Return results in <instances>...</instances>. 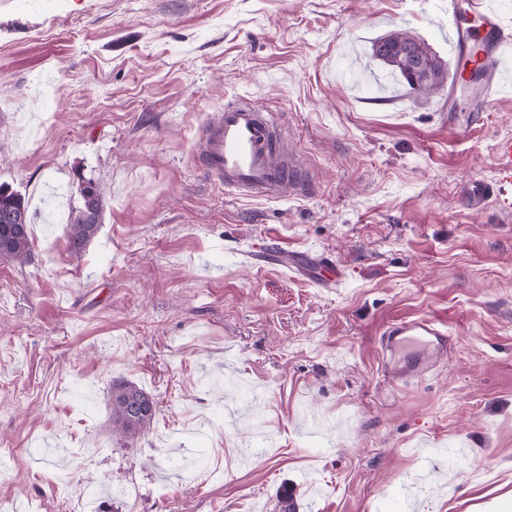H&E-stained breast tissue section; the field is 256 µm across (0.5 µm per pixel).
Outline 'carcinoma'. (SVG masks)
Returning <instances> with one entry per match:
<instances>
[{"label":"carcinoma","instance_id":"cac0c4a2","mask_svg":"<svg viewBox=\"0 0 512 512\" xmlns=\"http://www.w3.org/2000/svg\"><path fill=\"white\" fill-rule=\"evenodd\" d=\"M372 57L391 73L398 74L409 92L431 95L448 80L447 65L421 40L406 31L388 33L372 43ZM81 206L72 212L67 224V246L72 256H80L97 237L102 226L103 199L92 179L81 182ZM28 210L24 197L0 186V258L19 264L31 259ZM157 412L155 399L130 382L112 384L110 415L112 432L134 440L150 428Z\"/></svg>","mask_w":512,"mask_h":512}]
</instances>
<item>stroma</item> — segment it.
<instances>
[{"label": "stroma", "instance_id": "obj_1", "mask_svg": "<svg viewBox=\"0 0 512 512\" xmlns=\"http://www.w3.org/2000/svg\"><path fill=\"white\" fill-rule=\"evenodd\" d=\"M394 30L448 66V0H0V185L32 262L0 259V499L17 512H512V207L471 208L512 98L410 96L373 62ZM279 112L304 197L242 199L197 170L208 113ZM104 191L81 259V178ZM332 256L324 285L261 261ZM453 338L389 383L378 334ZM157 402L112 433L113 383ZM133 497H126L125 487ZM93 192L95 205L90 207L85 196ZM80 196L81 206L72 212L66 226L67 246L72 256H80L88 243L97 237L102 226L103 199L99 185L92 179H82ZM409 339L421 340L425 353L401 358L399 354ZM450 344L446 326L431 317L392 319L379 336L381 372L390 383L408 385L446 357Z\"/></svg>", "mask_w": 512, "mask_h": 512}]
</instances>
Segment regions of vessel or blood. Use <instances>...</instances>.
I'll list each match as a JSON object with an SVG mask.
<instances>
[{
  "instance_id": "1",
  "label": "vessel or blood",
  "mask_w": 512,
  "mask_h": 512,
  "mask_svg": "<svg viewBox=\"0 0 512 512\" xmlns=\"http://www.w3.org/2000/svg\"><path fill=\"white\" fill-rule=\"evenodd\" d=\"M448 37L454 53L487 71L480 108H488L512 77L504 69L512 57V33L491 0H448ZM288 133L278 114L247 103L210 113L198 132L197 156L204 174L239 196L276 199L284 192L306 191L310 178L302 162L283 163ZM493 182L472 187L474 204L512 195V139L498 143ZM451 338L444 324L430 317L395 318L379 336L384 378L407 385L448 354Z\"/></svg>"
}]
</instances>
